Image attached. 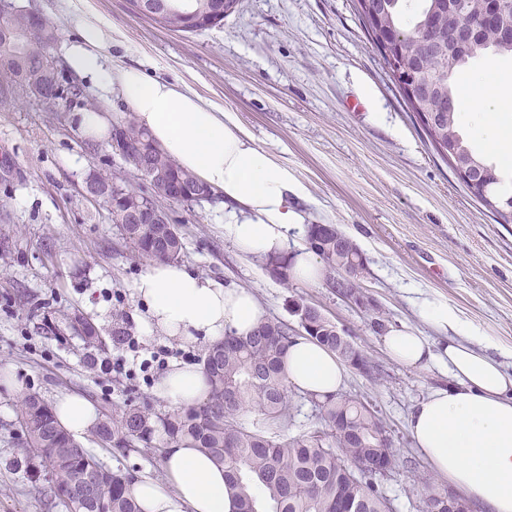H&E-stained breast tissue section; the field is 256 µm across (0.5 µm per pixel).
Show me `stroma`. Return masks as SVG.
<instances>
[{
	"instance_id": "obj_1",
	"label": "stroma",
	"mask_w": 512,
	"mask_h": 512,
	"mask_svg": "<svg viewBox=\"0 0 512 512\" xmlns=\"http://www.w3.org/2000/svg\"><path fill=\"white\" fill-rule=\"evenodd\" d=\"M47 16L63 55L84 24L104 28L109 65L140 67L194 90L246 128L258 146L306 190L305 223L331 224L366 259L365 306L325 284L281 282L264 262L242 257L225 238L224 204L163 201L184 238V263L198 274L251 290L267 319L298 328L295 302L317 306L377 366L370 380L347 369L341 394L377 411L397 464L379 480L393 512H421L432 490L447 488L416 448L407 420L413 406L446 385L447 373L391 358L373 322L405 324L434 336L418 313L420 299L447 302L474 343L512 371V224H498L427 142L382 58L369 42L354 0H239L215 26L171 32L134 13L129 0H16ZM111 120L129 115L117 96L85 90L63 112L17 95L0 105V512H66L39 497L12 461L14 425L23 397L47 402L85 395L100 415L156 404L163 367L142 374L141 360L165 350L167 363L202 361L206 346L143 335L132 285L147 264L135 261L105 206L91 202L83 181L101 171L128 187L140 173L112 152L110 139L87 146L80 132L87 104ZM77 311L97 328L101 348L71 331H46L44 314ZM125 329L138 352L119 345ZM125 360V371L101 376L94 360ZM113 470L162 476L161 459L145 450H97Z\"/></svg>"
}]
</instances>
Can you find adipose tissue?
I'll use <instances>...</instances> for the list:
<instances>
[{
    "label": "adipose tissue",
    "instance_id": "1",
    "mask_svg": "<svg viewBox=\"0 0 512 512\" xmlns=\"http://www.w3.org/2000/svg\"><path fill=\"white\" fill-rule=\"evenodd\" d=\"M106 39L101 26L84 25L78 42L65 51L67 69L102 95L122 98L157 145L219 191L224 236L242 255L260 261L283 255L291 278L320 281L323 268L316 254L289 243L290 231L304 222L293 207L295 199L304 197V188L242 127L225 120L223 110L190 88L140 69L108 65L101 53ZM466 94L474 106L469 120L488 149L511 159L512 95L490 71L473 75ZM132 290L142 306L139 323L149 336L212 344L231 333L249 335L265 319L249 290L199 276L177 261L153 262ZM419 314L440 332V339L405 325L389 327L382 336L397 361L431 364L450 378L413 407L411 437L431 469L482 512H512V372L487 348L459 339L464 324L447 303L423 300ZM283 366L291 386L321 396L336 393L346 373L334 353L303 336L290 344ZM155 394L169 407L183 409L205 402L209 387L201 367L176 363L160 378ZM53 413L76 438L89 434L99 421L93 403L78 393L59 397ZM162 469V481L144 478L131 487L142 512H236L223 466L204 450L167 448Z\"/></svg>",
    "mask_w": 512,
    "mask_h": 512
}]
</instances>
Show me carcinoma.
I'll return each instance as SVG.
<instances>
[{"instance_id": "obj_1", "label": "carcinoma", "mask_w": 512, "mask_h": 512, "mask_svg": "<svg viewBox=\"0 0 512 512\" xmlns=\"http://www.w3.org/2000/svg\"><path fill=\"white\" fill-rule=\"evenodd\" d=\"M142 2L148 18L171 32H193L200 26L186 24L185 15H206L224 8V0H130ZM358 13L372 41H377L370 15L375 0H357ZM401 0L388 7L385 25L395 41L391 51L397 66L440 78L447 90L430 96L421 87L402 90L405 103L419 119L438 154L452 165L467 189L491 212L499 224H512V193L501 190L504 178L493 162L476 156L466 145L458 125L454 77L469 60L491 49L512 56V45L497 41L489 27L467 59H455L457 40L480 15L483 0H419L413 16L404 13ZM11 30L0 34V97L8 99L24 84H47L41 102L67 107L83 95L82 88L62 86L60 58L53 54L57 28L42 13L19 11L10 18ZM126 144L125 162L139 163L148 151L152 169L168 173L177 188L192 184L209 189L195 175L179 167L130 116L112 125V139ZM98 182L112 188V217L150 201L148 189H132L100 172ZM121 235L142 260L181 258L184 242L175 224H120ZM309 249L324 264L329 288L361 294L364 265L357 245L336 227L311 224ZM273 277L288 282L286 257L266 261ZM318 323L309 337L350 363L358 354L353 344L339 339L329 326ZM71 327L89 345L99 342L97 328L78 315ZM295 332L288 324L266 320L248 336H227L207 347L203 361L210 389L206 402L192 408L159 412L149 405H130L105 417L92 431L101 448H147L164 453L173 445L202 448L224 465V479L235 490L237 512H392L390 500L378 489L379 474L355 468L358 462L379 456L385 425L367 404L330 395H309L322 428L290 435L283 428L294 418L288 394L283 356ZM255 404L261 418L247 422V408ZM16 423L22 434L18 454L33 473H49L47 484L37 487L43 496L59 500L69 512H142L128 492L134 475L111 470L57 423L50 405L39 395L24 397Z\"/></svg>"}]
</instances>
